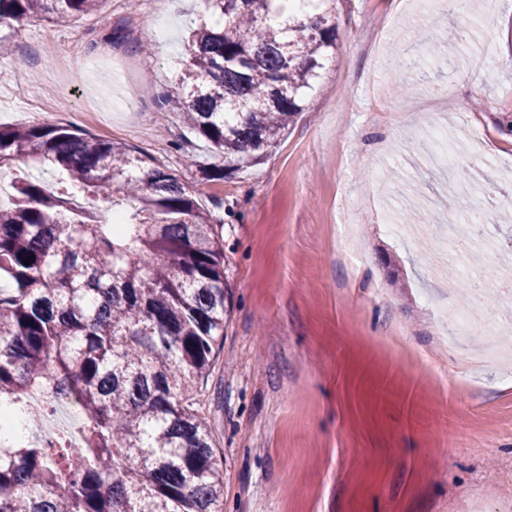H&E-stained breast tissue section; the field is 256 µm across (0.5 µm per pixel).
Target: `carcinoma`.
Returning <instances> with one entry per match:
<instances>
[{"label":"carcinoma","mask_w":512,"mask_h":512,"mask_svg":"<svg viewBox=\"0 0 512 512\" xmlns=\"http://www.w3.org/2000/svg\"><path fill=\"white\" fill-rule=\"evenodd\" d=\"M102 2L0 0V25L68 24ZM288 2L204 0L224 24L192 32L162 95L224 156L212 180L276 148L336 50V0H317L307 23ZM389 64L392 84L414 89L401 54ZM22 160L62 178L16 174L0 203V401L35 422L43 410L28 396L45 389L80 406L84 425L50 448L0 441V512H223L198 406L230 314L211 213L128 146L63 126L0 127V168ZM91 198L123 203L122 223L103 222Z\"/></svg>","instance_id":"1"}]
</instances>
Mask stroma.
Segmentation results:
<instances>
[{
	"label": "stroma",
	"instance_id": "35a3bbf8",
	"mask_svg": "<svg viewBox=\"0 0 512 512\" xmlns=\"http://www.w3.org/2000/svg\"><path fill=\"white\" fill-rule=\"evenodd\" d=\"M336 0V59L260 165H223L157 97L202 0H104L68 24L0 27V125L50 123L164 166L219 223L230 321L203 413L223 512H512V0L428 17ZM438 22L454 67L392 98L385 58ZM54 91L53 113L41 102ZM448 130L450 179L427 158ZM453 197L454 210L441 199ZM482 209L481 240L453 213ZM496 318L500 338L451 317Z\"/></svg>",
	"mask_w": 512,
	"mask_h": 512
}]
</instances>
